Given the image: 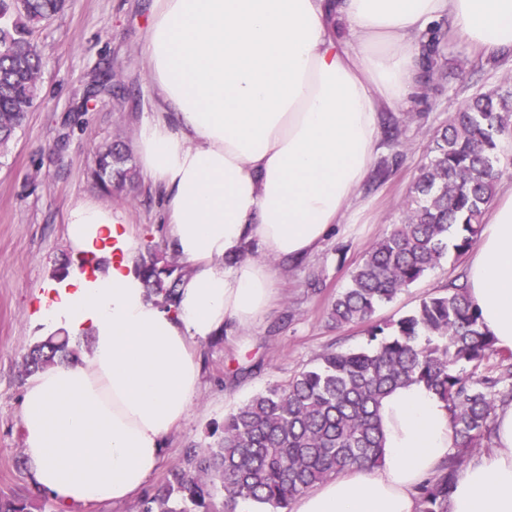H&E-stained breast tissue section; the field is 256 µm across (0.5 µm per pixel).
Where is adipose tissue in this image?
I'll list each match as a JSON object with an SVG mask.
<instances>
[{"label":"adipose tissue","mask_w":512,"mask_h":512,"mask_svg":"<svg viewBox=\"0 0 512 512\" xmlns=\"http://www.w3.org/2000/svg\"><path fill=\"white\" fill-rule=\"evenodd\" d=\"M446 21L484 57H512V0H154L146 52L168 111L142 123L138 159L192 272L164 309L131 272L138 242L111 208L69 210L74 252L112 264L39 297L45 331L93 336L90 358L25 390L24 455L41 491L84 506L142 491L198 392L196 345L228 324L253 327L272 307V260L312 256L351 213L382 113L413 96ZM248 242L263 260L225 266ZM466 273L482 330L512 350V186ZM379 414L383 464L325 481L291 512H420V485L452 451L449 411L411 385ZM448 512H512V403L496 410L493 448L457 473Z\"/></svg>","instance_id":"ef3b65f1"}]
</instances>
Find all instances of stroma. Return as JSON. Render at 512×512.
Returning a JSON list of instances; mask_svg holds the SVG:
<instances>
[{
    "instance_id": "obj_1",
    "label": "stroma",
    "mask_w": 512,
    "mask_h": 512,
    "mask_svg": "<svg viewBox=\"0 0 512 512\" xmlns=\"http://www.w3.org/2000/svg\"><path fill=\"white\" fill-rule=\"evenodd\" d=\"M152 0H66L40 32L44 59L39 99L26 124L0 151V495L30 484L17 466L24 448L21 401L27 387L18 373L22 355L46 334L34 318L38 297L54 266L70 250L69 208L91 199L111 207L139 244L167 251L161 189L139 175L123 190L106 193L91 178L98 149L116 137L135 148L140 125L163 108L145 52ZM111 92L86 102L103 71ZM512 67L482 57L454 36L440 41L419 95L398 107V143L379 140L362 189L364 210L335 225L311 258L275 262L276 299L270 313L248 330L228 329L220 345L200 343L202 382L187 418L166 438L164 459L150 485L160 484L183 448L213 444L212 431L233 409L316 363L326 350L367 346L361 326L339 327L328 317L336 293L366 252L402 223L420 167L430 159L431 137L471 96L503 85ZM464 259L449 258L381 307L374 319L389 322L421 299L442 292L462 274ZM253 366L249 375L239 367Z\"/></svg>"
}]
</instances>
